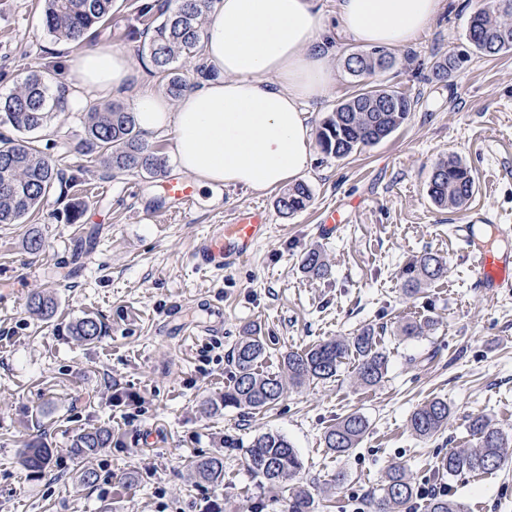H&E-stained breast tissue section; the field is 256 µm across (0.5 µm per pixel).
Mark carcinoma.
<instances>
[{"mask_svg":"<svg viewBox=\"0 0 512 512\" xmlns=\"http://www.w3.org/2000/svg\"><path fill=\"white\" fill-rule=\"evenodd\" d=\"M212 0H165L160 21L143 44L152 65V74L165 82L166 91L178 97L186 87L184 68L201 56L204 15ZM113 0H44L42 18L45 32L60 41L82 44L112 16ZM465 40L476 53L493 57L512 51V0H492L489 7L474 11L467 23ZM396 57L374 46L360 50L346 59V69L355 77L379 74L377 59ZM463 55L448 53L433 66V75L442 80L462 63ZM62 93L46 71L26 72L15 88L0 95V124L11 126L18 137L0 140V224H21L48 199L55 186L63 183L64 173L46 157L30 134L46 128L61 108ZM414 102L409 96L364 84L348 99L336 104L317 133L321 151L336 159H345L374 146L401 127L409 118ZM84 154L100 159L104 167L118 178L125 175H156L163 171L165 160L143 138L134 113L121 102H111L87 113L82 140ZM475 191L471 169L457 158L437 163L428 183V196L442 208L461 209ZM312 191L304 182L285 189L277 200L279 211L292 215L309 204ZM304 269L325 277L329 267L322 252L311 248L303 259ZM448 272V261L436 253L426 252L406 270L403 284L406 293L419 291L422 282L441 279ZM28 313L38 320L51 319L56 310L54 297L41 292L27 298ZM70 335L94 342L103 333L101 322L83 317L68 327ZM266 347L260 337L250 333L242 337L232 352V385L224 390V407L260 411L276 403L285 384L280 376L258 370ZM357 357V376L365 385L379 383L387 371V357L379 347L376 330L362 329L354 336L330 339L285 357L289 382L300 385L309 380H328L338 373L343 359ZM448 401L434 398L417 407L409 417L412 433L430 439L448 424ZM367 418L350 413L324 434V445L341 456L358 447L368 431ZM469 432L476 438L471 448L451 449L436 465L437 474L457 477L469 473H492L509 461L506 448L512 440L485 415L469 420ZM112 445V431L106 427L84 430L73 437L70 448L75 459H82ZM54 449L45 438L24 446L18 463L27 472L50 471ZM248 471L268 486H283L294 480L303 462L288 438L274 431L261 432L246 450ZM197 480L217 483L224 478V459L201 457L192 461ZM418 497V488L405 466L394 464L379 488L369 496L376 512H402ZM287 512H314V498L305 490L288 495ZM426 512H464L453 494L429 497Z\"/></svg>","mask_w":512,"mask_h":512,"instance_id":"cac0c4a2","label":"carcinoma"}]
</instances>
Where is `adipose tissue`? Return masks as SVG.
<instances>
[{
	"instance_id": "adipose-tissue-1",
	"label": "adipose tissue",
	"mask_w": 512,
	"mask_h": 512,
	"mask_svg": "<svg viewBox=\"0 0 512 512\" xmlns=\"http://www.w3.org/2000/svg\"><path fill=\"white\" fill-rule=\"evenodd\" d=\"M442 0H336L342 30L365 45L404 47L435 19ZM317 0H213L202 58L217 79L178 99L138 90L130 55L88 49L67 56L72 110L88 98L132 95L147 135L170 128L180 169L199 188L263 191L296 182L310 166L312 128L303 105L334 82L332 49Z\"/></svg>"
}]
</instances>
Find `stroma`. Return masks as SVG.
<instances>
[{
  "instance_id": "stroma-1",
  "label": "stroma",
  "mask_w": 512,
  "mask_h": 512,
  "mask_svg": "<svg viewBox=\"0 0 512 512\" xmlns=\"http://www.w3.org/2000/svg\"><path fill=\"white\" fill-rule=\"evenodd\" d=\"M146 2L114 0L112 22L94 47L126 51L144 70L141 33L156 18L143 13ZM319 3L335 67L329 92L306 107L315 128L361 85L344 67L360 43L338 29L336 0ZM475 6L445 0L410 49H394L396 66L374 82L416 100L414 111L389 138L348 158L313 148L303 176L312 201L288 217L276 207L275 189L201 193L185 215L165 199L164 175L110 178L77 150L79 112H58L35 133L70 184L27 224L0 226V512H285L289 492L301 487L317 512H371L368 496L392 463L406 464L417 487L435 486L438 459L475 444L470 415H486L512 436V290L490 297L478 288L457 236L471 222L492 232L512 226V52H469L452 77H432L436 60L466 50ZM40 8L39 0H0V94L29 70L52 69L56 85L65 83L54 57L59 42L43 30ZM408 51L413 61H405ZM142 81L162 84L145 70ZM451 156L471 168L476 183L460 210L435 206L427 193L433 166ZM73 202L82 216L70 224ZM330 203L346 204L348 219L327 235L320 214ZM254 205L272 223L252 255L220 274L195 269L193 251L210 225ZM30 228L45 240L37 257L25 248ZM313 247L325 255L327 277L302 266ZM427 252L446 257L448 272L406 296L403 272ZM35 292L57 298L51 320L26 312ZM86 316L101 320L99 342L70 336L69 324ZM424 319V335L399 336L401 324ZM365 327L383 331L388 365L379 384H361L350 357L335 378L287 386L271 409L200 413L203 401L221 400L231 385V352L246 332L265 343L263 369L284 376L288 351ZM433 398L447 400L448 424L421 440L407 419ZM351 412L364 415L369 430L358 448L333 454L324 434ZM99 426L111 428V447L74 460L73 436ZM268 430L287 436L303 461L284 489L260 484L246 467L248 443ZM44 432L56 461L33 477L18 450ZM228 439L235 447H225ZM199 455L223 458L222 483L191 476L189 462ZM81 467L96 472L93 485L76 481ZM339 472L345 482L332 487ZM448 484L465 512H512V464Z\"/></svg>"
}]
</instances>
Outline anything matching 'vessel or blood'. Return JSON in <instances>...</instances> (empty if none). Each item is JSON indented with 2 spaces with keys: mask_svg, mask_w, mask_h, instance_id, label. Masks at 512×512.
<instances>
[{
  "mask_svg": "<svg viewBox=\"0 0 512 512\" xmlns=\"http://www.w3.org/2000/svg\"><path fill=\"white\" fill-rule=\"evenodd\" d=\"M164 196L186 209L197 205L193 186L178 178L166 179ZM271 217L260 206L235 211L230 223L218 224L198 242L193 255L197 269L223 272L224 268L245 260L270 228ZM463 248L470 261L475 280L486 292L495 294L512 288V252L487 246L480 230L463 226Z\"/></svg>",
  "mask_w": 512,
  "mask_h": 512,
  "instance_id": "obj_1",
  "label": "vessel or blood"
}]
</instances>
